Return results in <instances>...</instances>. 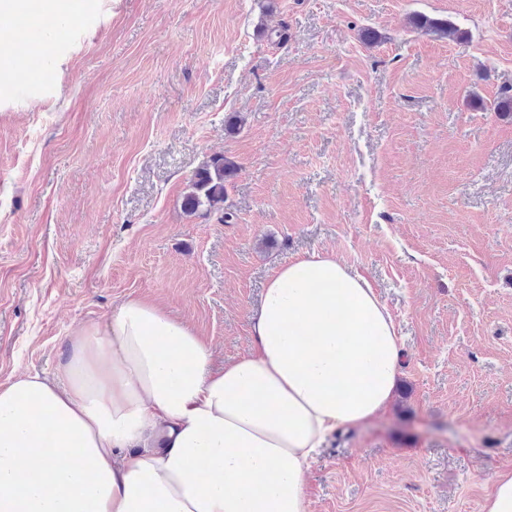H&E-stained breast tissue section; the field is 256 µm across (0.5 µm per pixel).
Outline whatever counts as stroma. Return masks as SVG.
I'll return each instance as SVG.
<instances>
[{"label":"stroma","mask_w":512,"mask_h":512,"mask_svg":"<svg viewBox=\"0 0 512 512\" xmlns=\"http://www.w3.org/2000/svg\"><path fill=\"white\" fill-rule=\"evenodd\" d=\"M76 12L42 44L45 80L0 78V384L52 376L130 297L233 362L276 271L331 253L388 307L402 360L386 413L320 448L308 512H481L512 473V116L493 108L512 0ZM215 156L238 167L228 224L182 206Z\"/></svg>","instance_id":"obj_1"}]
</instances>
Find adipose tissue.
<instances>
[{
	"instance_id": "ef3b65f1",
	"label": "adipose tissue",
	"mask_w": 512,
	"mask_h": 512,
	"mask_svg": "<svg viewBox=\"0 0 512 512\" xmlns=\"http://www.w3.org/2000/svg\"><path fill=\"white\" fill-rule=\"evenodd\" d=\"M251 330L221 367L141 298L74 331L54 377L0 385V512H308L311 460L385 410L400 337L367 279L318 252L277 271Z\"/></svg>"
}]
</instances>
